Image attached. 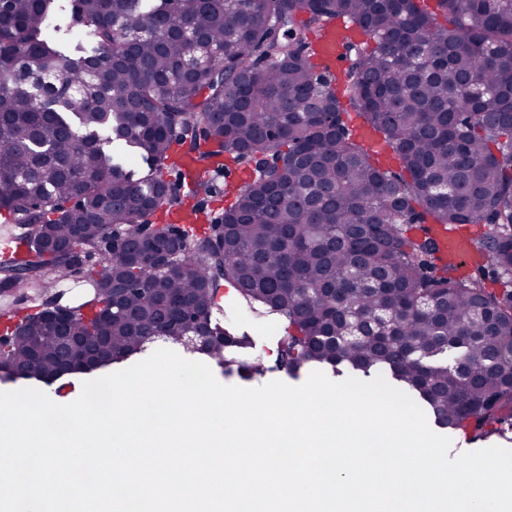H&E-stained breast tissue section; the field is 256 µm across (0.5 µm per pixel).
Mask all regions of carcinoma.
<instances>
[{
    "label": "carcinoma",
    "mask_w": 512,
    "mask_h": 512,
    "mask_svg": "<svg viewBox=\"0 0 512 512\" xmlns=\"http://www.w3.org/2000/svg\"><path fill=\"white\" fill-rule=\"evenodd\" d=\"M77 0L90 39L74 56L50 32L56 0L0 5V213L73 227L95 244L133 236L142 203L179 169L172 147L224 169L250 167L224 209V249L193 197L162 202L181 227L183 277L101 254L132 288V312L75 317L72 336H107L119 363L158 318L205 313L203 354L245 380L261 373L254 337L216 317L220 288L277 318L274 368L383 375L441 428L474 440L512 427V0ZM443 21H438V17ZM341 21L347 68L313 62L296 30ZM367 37L363 41L358 35ZM353 110L377 134L365 147ZM273 158L277 191L248 154ZM391 157L398 169L384 164ZM147 166L135 180L134 168ZM484 224L472 239L478 276L439 254L430 226ZM0 286L57 287L72 258L22 233ZM491 268L502 288L486 287ZM60 378L52 339L21 340L0 361Z\"/></svg>",
    "instance_id": "carcinoma-1"
}]
</instances>
